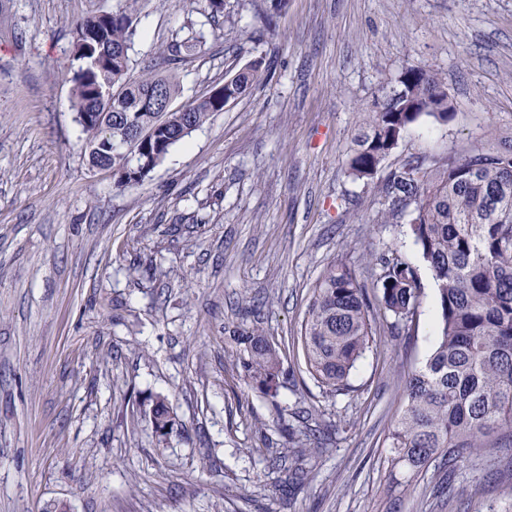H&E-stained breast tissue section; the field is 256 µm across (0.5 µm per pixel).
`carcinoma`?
<instances>
[{"instance_id":"cac0c4a2","label":"carcinoma","mask_w":512,"mask_h":512,"mask_svg":"<svg viewBox=\"0 0 512 512\" xmlns=\"http://www.w3.org/2000/svg\"><path fill=\"white\" fill-rule=\"evenodd\" d=\"M139 2L117 0L110 11L70 23L72 98L84 155L89 167L112 170L118 190L143 182L174 146L221 109L206 94L161 112L157 95L173 103L181 95L178 73L130 76ZM204 44L203 31L189 18L163 53L176 65ZM268 75L260 60L245 64L222 84L224 101L242 97ZM451 110L445 78L422 66L405 67L358 134L347 160L349 175L374 178L421 116L445 123ZM379 191L386 221L401 217L413 200L410 234L435 289V345L410 378L402 415L386 437L391 464L418 486L433 465L443 466L448 478L465 456L501 439L512 442V142L429 164L415 179L392 170ZM372 260L378 267L375 306L346 263L330 264L313 286L302 332L305 361L314 379L334 392L346 387L370 347L371 313L377 309L392 325L406 328L422 303L415 264L396 250ZM233 336L244 377L277 396L283 371L275 345L254 327H238ZM152 412L158 442L164 443L176 421L162 399Z\"/></svg>"}]
</instances>
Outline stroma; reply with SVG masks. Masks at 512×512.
I'll return each mask as SVG.
<instances>
[{
    "label": "stroma",
    "instance_id": "1",
    "mask_svg": "<svg viewBox=\"0 0 512 512\" xmlns=\"http://www.w3.org/2000/svg\"><path fill=\"white\" fill-rule=\"evenodd\" d=\"M116 0H0V512H512V447L458 467L447 495L407 488L385 437L436 332L434 283L405 220L346 160L387 80L439 70L455 111L424 116L386 158L496 148L512 137V0H224L182 100L257 58L266 84L215 113L125 190L91 169L75 120L68 20ZM197 0H145L132 76ZM418 264L413 335L384 317L332 392L301 334L331 262L373 291V255ZM282 351L269 398L244 378L231 330ZM178 429L152 430L157 399Z\"/></svg>",
    "mask_w": 512,
    "mask_h": 512
}]
</instances>
